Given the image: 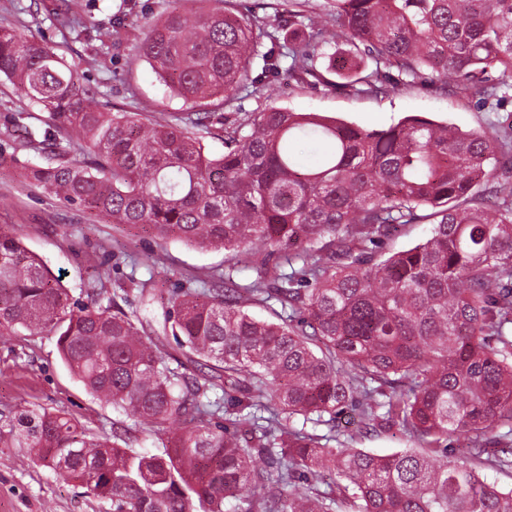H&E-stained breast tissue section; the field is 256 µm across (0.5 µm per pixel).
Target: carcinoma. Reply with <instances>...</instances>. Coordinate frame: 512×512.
Wrapping results in <instances>:
<instances>
[{
	"label": "carcinoma",
	"instance_id": "cac0c4a2",
	"mask_svg": "<svg viewBox=\"0 0 512 512\" xmlns=\"http://www.w3.org/2000/svg\"><path fill=\"white\" fill-rule=\"evenodd\" d=\"M170 0L141 43L170 91L191 103L151 123L107 112L99 87L46 39L0 29V75L18 83L47 113L29 148L42 162L29 175L64 204L156 238L249 258L272 246L302 251L260 262L241 286L214 276L169 294L164 324L184 359L161 349L145 328L152 280L130 281L143 312H128V290L107 294L99 269L73 298L15 233L0 228V330L51 333L63 362L93 398L159 435L140 452L127 432L89 439L68 413L21 409L0 424V444L28 448L60 476L80 483L112 512H225L252 492L244 512H335L322 491L334 470L361 512H512V489L480 476L512 468L488 445L512 436V151L509 132L463 133L420 116L366 130L311 112L270 107L228 122L239 91L279 70L259 53L273 39L233 0ZM339 31L314 20L298 28L302 3L277 4L288 29L297 83L322 75L313 57L323 42L347 46L333 67L372 62L357 79L374 95L397 89L382 72L411 78L427 70L457 90L486 98L491 72H512V0H334ZM83 0L44 6L55 28L84 50L120 36L79 22ZM219 125L224 154L209 155L203 135ZM84 142L80 157L67 147ZM324 144L312 165L294 144ZM432 224L430 237L372 262L369 246L393 224ZM301 262L299 269L284 265ZM252 301L281 306L280 322L243 310ZM495 337L496 344L489 342ZM229 386L237 396L208 399ZM278 406L269 417L247 408ZM358 407L373 429L397 426L420 444L391 455L322 443L295 425L298 415L336 429ZM469 448L448 458L441 440Z\"/></svg>",
	"mask_w": 512,
	"mask_h": 512
}]
</instances>
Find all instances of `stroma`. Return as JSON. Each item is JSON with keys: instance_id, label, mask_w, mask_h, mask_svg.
I'll list each match as a JSON object with an SVG mask.
<instances>
[{"instance_id": "obj_1", "label": "stroma", "mask_w": 512, "mask_h": 512, "mask_svg": "<svg viewBox=\"0 0 512 512\" xmlns=\"http://www.w3.org/2000/svg\"><path fill=\"white\" fill-rule=\"evenodd\" d=\"M32 0H0V27L21 28L34 38L62 42V35L44 14L30 11ZM168 0H90L81 16L84 24L121 15L126 28L120 46L99 54H67L68 62L97 84L116 108L157 119L187 111L184 101L171 94L140 57V44L151 22L159 20ZM343 43L317 51L315 65L322 80L298 84L280 75L263 92L244 90L235 109L261 112L271 106L293 112H318L366 129H381L408 115L442 121L460 131L481 133L512 123V73L494 71L502 81L499 97L487 102L462 95L438 82L430 73L401 85L396 93L372 95L355 92L347 79L329 68L332 53ZM46 115L32 105L25 91L0 76V154L17 155V166L0 167V225L14 226L23 244L40 256L72 295L85 288L93 267L110 269L113 282L134 277L155 279L163 293L190 280H205L216 272L231 274L242 285L256 272L251 263L230 261L220 250H202L176 239L161 240L141 228L105 224L82 210L68 206L20 177V163L39 158L26 146L30 130L43 127ZM153 256L152 267L142 266ZM67 412L77 417L87 434L98 439L132 427L125 414L99 404L62 362L53 335H0V413L30 405ZM336 426L341 437H353L354 447L385 455L413 447L410 435L399 428L378 435H359V412L347 410ZM133 445L155 451L157 437L148 426L132 427ZM0 512H112L110 504L62 479L51 468L34 462L28 449L0 447Z\"/></svg>"}]
</instances>
